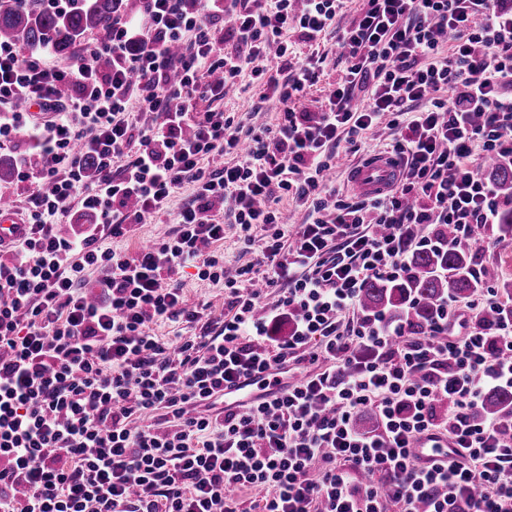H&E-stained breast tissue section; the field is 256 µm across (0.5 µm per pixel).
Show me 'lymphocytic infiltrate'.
I'll use <instances>...</instances> for the list:
<instances>
[{
	"instance_id": "1",
	"label": "lymphocytic infiltrate",
	"mask_w": 512,
	"mask_h": 512,
	"mask_svg": "<svg viewBox=\"0 0 512 512\" xmlns=\"http://www.w3.org/2000/svg\"><path fill=\"white\" fill-rule=\"evenodd\" d=\"M140 3L64 67L0 42V143L28 137L27 106L50 115L41 166H16L36 187L30 231L0 265V512H241L249 490L263 492L261 512H512V424L476 417L485 391L512 393V312L460 336L450 297L421 329L381 313L344 319L369 281L404 278L410 253L443 248L417 225L473 241L494 223L502 202L469 157L477 146L512 158V99L497 93L512 77V15L498 0H365L337 36L344 80L308 112L293 104L326 58L292 64L288 34L316 43L344 0ZM103 54L111 70L97 68ZM246 77L281 105L276 128L196 110L200 86L220 99ZM386 118L399 131L393 188L337 200L338 149ZM187 184L168 239L133 255L103 246V228L123 235ZM283 196L307 212L293 232ZM75 201L97 225L59 237ZM229 225L245 244L265 241L261 266L233 277L216 250ZM95 265L109 270L100 300L84 287ZM188 267L223 284L224 319L165 342L152 324L199 317L169 277ZM266 287L278 296L263 320ZM292 363L310 369L287 395L225 403L226 385ZM368 409L380 431L356 428ZM159 411L162 432L144 423ZM440 432L466 463L418 469L411 443Z\"/></svg>"
}]
</instances>
